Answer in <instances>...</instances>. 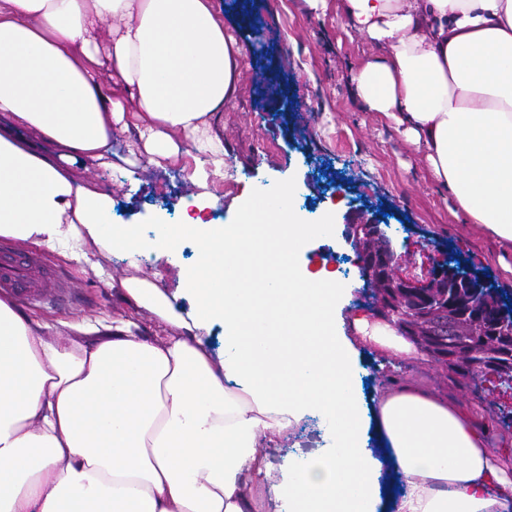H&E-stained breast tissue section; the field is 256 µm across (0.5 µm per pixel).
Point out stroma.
<instances>
[{
  "mask_svg": "<svg viewBox=\"0 0 512 512\" xmlns=\"http://www.w3.org/2000/svg\"><path fill=\"white\" fill-rule=\"evenodd\" d=\"M237 0H222L224 31L239 42L255 44L241 64L238 92L216 124L227 150L222 173L211 175L206 192L188 181L181 164L128 161L135 150L134 135L112 143V164L104 167L79 159L76 176L112 198V221L137 224L152 233L159 224L176 223L184 209L203 207L211 222L232 224L238 218L246 187L291 189V205L304 223H319L330 215L331 237L312 240L310 256L295 255L293 263L315 266L340 256L353 258L345 237V219L355 212L385 219L389 247L398 258L396 272L426 279L456 254L468 270L492 288L503 304L512 305V275L501 269L512 264L505 251L479 227L469 224L448 191L429 176L426 161L395 126L381 114L362 109L351 76L357 62L375 51L368 37L348 26L335 11L319 15L306 0H253L259 34L241 21ZM51 263L75 278L77 295L70 308L28 307L47 338L92 342L112 335V323L133 321L141 336L165 333L164 324L125 296L121 283L138 276L162 273V288L178 293L177 304L190 311L194 297L179 290L176 273L192 269L198 253L185 244L176 254L113 255L102 270L46 250ZM352 292L342 296L328 320L335 333L351 337L354 363L364 393L389 378L425 381L451 398L483 407L494 441L505 447L512 466V389L473 383L455 369L429 358L385 357L354 332L351 319L376 317V301L357 305L362 292L359 272H351ZM334 438L321 416L305 410L278 447L269 449L271 481L285 486L294 462L331 451Z\"/></svg>",
  "mask_w": 512,
  "mask_h": 512,
  "instance_id": "stroma-1",
  "label": "stroma"
}]
</instances>
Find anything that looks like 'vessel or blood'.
I'll return each instance as SVG.
<instances>
[{
  "instance_id": "vessel-or-blood-1",
  "label": "vessel or blood",
  "mask_w": 512,
  "mask_h": 512,
  "mask_svg": "<svg viewBox=\"0 0 512 512\" xmlns=\"http://www.w3.org/2000/svg\"><path fill=\"white\" fill-rule=\"evenodd\" d=\"M0 293L56 306L69 305L73 299L72 286L46 263L42 252L9 247L0 249Z\"/></svg>"
}]
</instances>
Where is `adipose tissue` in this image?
I'll use <instances>...</instances> for the list:
<instances>
[{
  "label": "adipose tissue",
  "mask_w": 512,
  "mask_h": 512,
  "mask_svg": "<svg viewBox=\"0 0 512 512\" xmlns=\"http://www.w3.org/2000/svg\"><path fill=\"white\" fill-rule=\"evenodd\" d=\"M308 3L375 44L353 74L362 108L403 127L469 223L512 247V0ZM247 51L225 37L218 0H0V237L66 244L74 260L90 246L168 256L185 239L199 252L190 313L151 279L123 281L169 327L154 339L119 321L108 339L51 340L0 298V512H269L258 446L308 408L335 451L293 471L290 512H377L388 464L405 479L392 512H512V469L476 405L408 380L364 408L352 344L326 318L349 283L288 261L332 226L303 224L289 188L249 196L237 227L188 217L146 236L109 223L111 197L73 175L133 129L148 160L206 186L226 153L213 121ZM264 222L281 227L280 260L251 283L237 261ZM218 322L220 358L203 338Z\"/></svg>",
  "instance_id": "ef3b65f1"
}]
</instances>
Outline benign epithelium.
<instances>
[{
  "label": "benign epithelium",
  "mask_w": 512,
  "mask_h": 512,
  "mask_svg": "<svg viewBox=\"0 0 512 512\" xmlns=\"http://www.w3.org/2000/svg\"><path fill=\"white\" fill-rule=\"evenodd\" d=\"M346 225L347 239L354 248L360 268L374 274L377 279V283L373 284L379 293L377 318L393 324L400 335L417 344L416 323L431 314V306L438 302L446 303L450 297L459 298L467 294L470 302L466 303L463 313L482 323L483 334L501 338V360L493 367L484 369L489 380L500 382L508 366L512 365V324L505 320L502 311L473 303L475 299L486 298L484 283L472 278L463 279L452 267L440 270L437 279L430 284L395 278L392 276L394 255L387 248L372 247V244L385 239L382 224L350 215ZM421 347L431 357L458 366L462 364L459 360L460 350L471 347V343L467 340L456 341L450 347L447 337L442 335L428 338Z\"/></svg>",
  "instance_id": "obj_1"
}]
</instances>
